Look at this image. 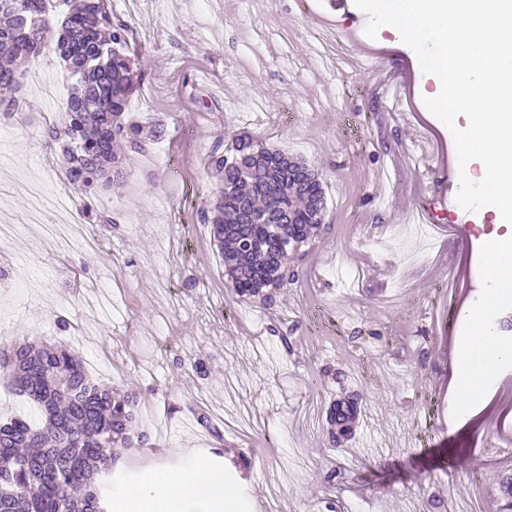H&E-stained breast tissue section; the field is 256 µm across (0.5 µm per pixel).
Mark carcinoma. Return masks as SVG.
I'll return each instance as SVG.
<instances>
[{
	"label": "carcinoma",
	"instance_id": "1",
	"mask_svg": "<svg viewBox=\"0 0 512 512\" xmlns=\"http://www.w3.org/2000/svg\"><path fill=\"white\" fill-rule=\"evenodd\" d=\"M62 21L48 0H0V110L23 114L22 78L27 64L54 53L70 82L66 106L44 137L61 145L67 180L86 190L79 209L96 224H111L92 201L125 177L127 161L146 152L165 131L159 117L139 120L129 112L141 81L129 55L130 26L112 17L106 0H63ZM214 188L197 210L236 293L258 297L270 310L274 293L299 282L303 270L288 267V252L311 242L324 224L326 200L318 173L247 133L230 141L218 135L207 155ZM0 369L15 392L41 410L38 421L0 422V512H104L103 479L120 449L144 448L140 396L114 390L89 374L71 345L0 336ZM354 398L327 410L330 443L342 445L355 419ZM196 424L222 441L206 413ZM498 512H512V474L503 477Z\"/></svg>",
	"mask_w": 512,
	"mask_h": 512
}]
</instances>
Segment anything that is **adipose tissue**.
Here are the masks:
<instances>
[{"label":"adipose tissue","mask_w":512,"mask_h":512,"mask_svg":"<svg viewBox=\"0 0 512 512\" xmlns=\"http://www.w3.org/2000/svg\"><path fill=\"white\" fill-rule=\"evenodd\" d=\"M113 512H239L223 471L195 463L181 471L161 468L112 493Z\"/></svg>","instance_id":"adipose-tissue-1"}]
</instances>
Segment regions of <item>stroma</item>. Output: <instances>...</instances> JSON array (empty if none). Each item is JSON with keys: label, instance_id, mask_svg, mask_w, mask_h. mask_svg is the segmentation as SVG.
<instances>
[{"label": "stroma", "instance_id": "35a3bbf8", "mask_svg": "<svg viewBox=\"0 0 512 512\" xmlns=\"http://www.w3.org/2000/svg\"><path fill=\"white\" fill-rule=\"evenodd\" d=\"M109 8L131 24L145 73L130 110L164 117L176 172L137 157L100 197L116 227L59 257L32 223L29 197L14 189L20 178L39 180L71 210L81 196L59 179L58 145L39 135L60 115L54 88L67 85L54 55L36 62L42 81L27 83L23 116L0 122V225L23 226L15 258L42 276L25 301L0 296V334L65 341L58 317L83 321L80 354L106 359L97 379L142 392L150 443L120 451L105 487L203 455L223 468L242 512H270L274 486L283 512H325L329 498L341 512H424L433 492L492 501L512 473V391L492 385L458 420L451 407L466 307L482 290L479 251L496 226L490 208L465 214L441 192L440 161L455 144L424 103L434 84L414 51L383 29L369 39L354 0H109ZM321 18L383 62L413 69L402 89L411 112L386 110L349 63V47L339 59H314L310 35ZM342 97L341 124L334 106ZM243 132L317 170L327 201V230L296 259L302 279L269 312L234 293L209 233L197 231L196 208L213 184L204 170L213 138ZM343 196L346 214L336 210ZM416 210L451 226L450 237L430 249L416 239L376 248ZM360 267L368 270L361 284L342 280ZM452 280L449 303L442 290ZM317 310L332 322L352 319L364 333L359 347L341 332L318 357L303 347L286 356L270 327L292 325L307 338ZM354 394L355 462L331 447L326 420L331 400ZM199 407L224 427L225 443L184 427ZM333 464L342 480L331 486L322 475Z\"/></svg>", "mask_w": 512, "mask_h": 512}]
</instances>
